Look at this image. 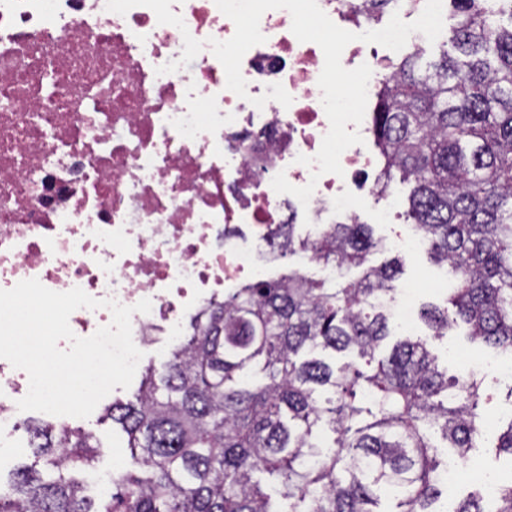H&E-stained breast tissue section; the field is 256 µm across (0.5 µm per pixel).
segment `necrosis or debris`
I'll list each match as a JSON object with an SVG mask.
<instances>
[{"label":"necrosis or debris","mask_w":512,"mask_h":512,"mask_svg":"<svg viewBox=\"0 0 512 512\" xmlns=\"http://www.w3.org/2000/svg\"><path fill=\"white\" fill-rule=\"evenodd\" d=\"M340 28L378 30L356 0H317ZM288 10L263 14L262 44L244 55L246 97L226 87L210 40L233 21L215 0H0V290L35 278L65 292L132 306L135 345L181 336L179 309L215 297L255 259L254 237L289 221L359 219L357 179L377 173L369 144L347 148L308 204L276 193L277 174L302 187L330 124L319 45L299 41ZM382 47L349 43L344 68L368 64L369 98ZM290 107L253 98L272 84ZM251 235L225 236L229 226ZM24 370L0 358V455L21 425Z\"/></svg>","instance_id":"4bbe7bcc"}]
</instances>
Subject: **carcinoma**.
Segmentation results:
<instances>
[{
	"label": "carcinoma",
	"instance_id": "1",
	"mask_svg": "<svg viewBox=\"0 0 512 512\" xmlns=\"http://www.w3.org/2000/svg\"><path fill=\"white\" fill-rule=\"evenodd\" d=\"M457 52L392 65L371 127L380 191L413 183L409 218L431 260L455 280L446 307L421 317L428 333L386 344L400 264L368 224L269 230L268 255L306 253L354 280L296 271L211 299L173 346L165 371L148 367L133 401L104 407L134 463L94 498L71 471L94 467L98 440L65 423L27 425L47 473L0 479V512H282L254 474L277 482L288 512H512V482L494 510L480 497L439 508L441 469L430 436L467 457L482 448L483 381L439 370L433 345L463 323L479 349L512 354V13L487 0H449ZM495 448L512 457V420Z\"/></svg>",
	"mask_w": 512,
	"mask_h": 512
}]
</instances>
